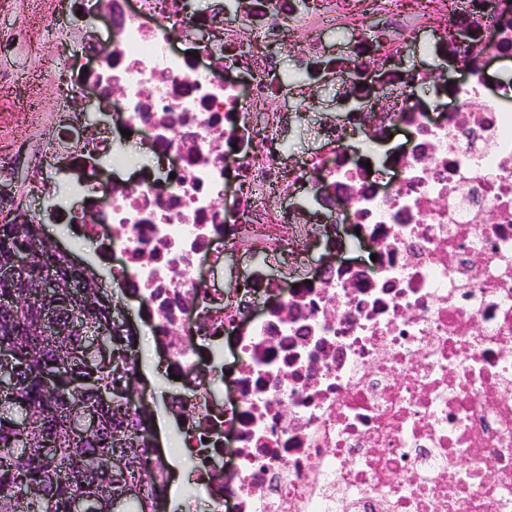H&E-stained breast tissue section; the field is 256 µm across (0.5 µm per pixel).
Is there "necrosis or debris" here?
<instances>
[{
  "label": "necrosis or debris",
  "instance_id": "4bbe7bcc",
  "mask_svg": "<svg viewBox=\"0 0 512 512\" xmlns=\"http://www.w3.org/2000/svg\"><path fill=\"white\" fill-rule=\"evenodd\" d=\"M44 14L25 50L57 99L25 135L0 101V215L77 219L111 263L103 287L147 313L209 512H512V86L486 74L512 57V0ZM300 35L296 83L278 61ZM457 69L447 108L437 80ZM326 86L332 113L314 106ZM309 124L314 148L291 156ZM127 129L150 157L131 185ZM398 129L402 147L367 170L361 143ZM351 227L367 258L311 267Z\"/></svg>",
  "mask_w": 512,
  "mask_h": 512
}]
</instances>
